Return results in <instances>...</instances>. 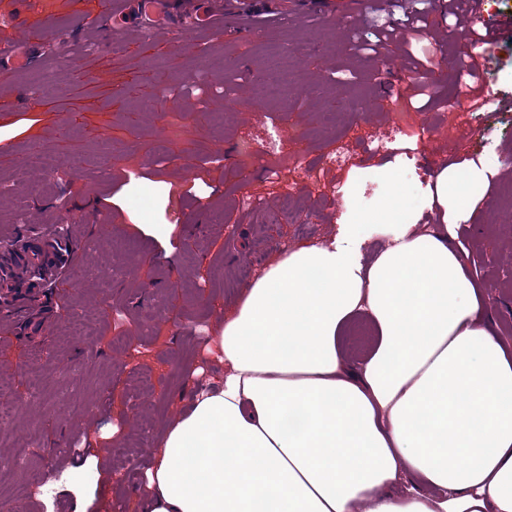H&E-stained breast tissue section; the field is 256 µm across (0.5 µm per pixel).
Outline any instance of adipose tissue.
I'll return each mask as SVG.
<instances>
[{
    "instance_id": "ef3b65f1",
    "label": "adipose tissue",
    "mask_w": 512,
    "mask_h": 512,
    "mask_svg": "<svg viewBox=\"0 0 512 512\" xmlns=\"http://www.w3.org/2000/svg\"><path fill=\"white\" fill-rule=\"evenodd\" d=\"M494 173L444 169L424 203L452 223L374 225L371 265L354 224L273 263L225 319L224 376L169 427L142 512H512V350L448 241ZM357 317L378 339L350 366L337 340ZM411 476L440 496L396 491Z\"/></svg>"
}]
</instances>
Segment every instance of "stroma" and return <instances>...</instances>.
<instances>
[{"label": "stroma", "instance_id": "obj_1", "mask_svg": "<svg viewBox=\"0 0 512 512\" xmlns=\"http://www.w3.org/2000/svg\"><path fill=\"white\" fill-rule=\"evenodd\" d=\"M275 2V20L230 40L165 16L146 37L136 11L113 13L111 0H0V256L61 228L80 253L30 322L0 320V463L24 462L0 484V512L137 507L169 425L198 380L223 371L213 338L246 289L287 249L388 223L387 184L359 173L393 168L366 144L396 119L430 177L464 172L462 155L499 162L452 243L484 288L490 331L512 348V27L485 70L496 98L475 112L458 81L471 36L447 26L449 0H361L334 18ZM413 9L445 56L399 34L366 54ZM421 53L434 94L417 110L388 85L410 80ZM275 63L297 88L256 104ZM50 67L55 92L32 96ZM345 139L352 166L324 168ZM47 152L55 171L41 167ZM285 206L293 223L276 219Z\"/></svg>", "mask_w": 512, "mask_h": 512}]
</instances>
